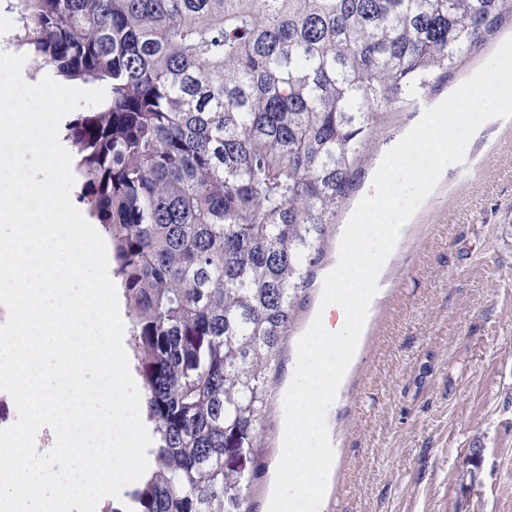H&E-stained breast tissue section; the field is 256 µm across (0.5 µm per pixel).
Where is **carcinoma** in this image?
<instances>
[{
    "label": "carcinoma",
    "mask_w": 512,
    "mask_h": 512,
    "mask_svg": "<svg viewBox=\"0 0 512 512\" xmlns=\"http://www.w3.org/2000/svg\"><path fill=\"white\" fill-rule=\"evenodd\" d=\"M35 71L105 90L66 128L127 305L153 468L126 510L253 512L282 352L394 118L512 0H22Z\"/></svg>",
    "instance_id": "1"
}]
</instances>
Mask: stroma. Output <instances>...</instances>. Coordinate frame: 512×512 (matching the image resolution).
Returning <instances> with one entry per match:
<instances>
[{
  "label": "stroma",
  "mask_w": 512,
  "mask_h": 512,
  "mask_svg": "<svg viewBox=\"0 0 512 512\" xmlns=\"http://www.w3.org/2000/svg\"><path fill=\"white\" fill-rule=\"evenodd\" d=\"M408 224L326 413L321 512H512V118L485 122ZM322 291L282 353L254 512L272 496L297 342Z\"/></svg>",
  "instance_id": "stroma-1"
}]
</instances>
